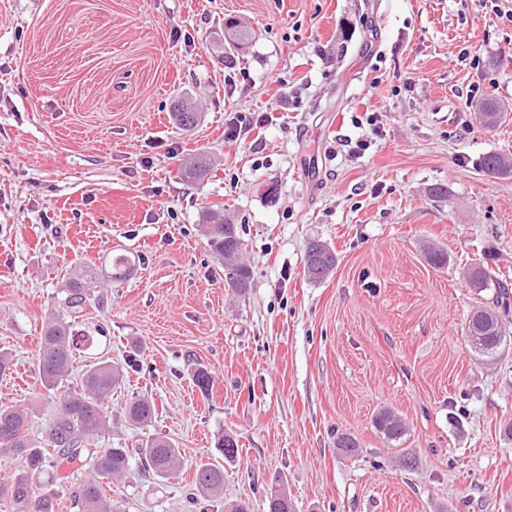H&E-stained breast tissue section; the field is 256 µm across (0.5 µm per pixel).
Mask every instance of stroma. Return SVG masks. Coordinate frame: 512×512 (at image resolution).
<instances>
[{
	"label": "stroma",
	"instance_id": "stroma-1",
	"mask_svg": "<svg viewBox=\"0 0 512 512\" xmlns=\"http://www.w3.org/2000/svg\"><path fill=\"white\" fill-rule=\"evenodd\" d=\"M230 21L254 31L245 48L225 44ZM474 85L503 109L495 129L466 99ZM178 103L200 112L193 130L172 123ZM254 112L272 123L228 140ZM370 112L383 132L350 157ZM503 151L512 21L482 0H0V403L33 405L41 434L55 415L44 316L76 263L124 253L127 279L91 291L78 327L94 341L71 378L137 354L95 445L163 436L185 461L162 479L131 458L106 487L124 512H190L200 463L224 466L206 512H267L276 486L294 512H512V338L488 358L464 336L486 300L467 267L489 254L512 278V178L480 168ZM196 154L211 167L191 185L178 168ZM215 205L244 242L243 298L201 232ZM313 239L338 259L320 283L303 273ZM137 398L152 423L126 418ZM384 408L406 420L401 442L376 430Z\"/></svg>",
	"mask_w": 512,
	"mask_h": 512
}]
</instances>
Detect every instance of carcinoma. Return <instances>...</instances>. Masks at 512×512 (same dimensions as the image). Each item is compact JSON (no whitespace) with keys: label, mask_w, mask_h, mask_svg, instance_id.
I'll use <instances>...</instances> for the list:
<instances>
[{"label":"carcinoma","mask_w":512,"mask_h":512,"mask_svg":"<svg viewBox=\"0 0 512 512\" xmlns=\"http://www.w3.org/2000/svg\"><path fill=\"white\" fill-rule=\"evenodd\" d=\"M225 42L235 49L241 48L255 37L246 30L227 28ZM485 127L492 129L502 119L499 105L487 101L482 105ZM174 123L183 130L194 127L200 115L176 109L171 113ZM481 169L497 178L512 177V154L493 152L480 160ZM188 180L201 181L209 173V164L204 157L189 159L181 169ZM203 236L212 254L227 261L235 275L227 279V285L237 295L244 297L252 284L249 267L240 261L243 240L237 225L220 209H209L203 219ZM491 253L485 261L469 267L465 277L470 287L478 293L489 288L495 292L488 298L489 305L475 310L465 329L470 347L483 356H493L506 339L504 320L512 315V294L507 282L498 278L490 267ZM336 267V253L322 242L308 245L305 258V273L313 282L328 277ZM131 271V262L125 256H116L106 277L118 282ZM100 279L99 269L89 264H78L66 283L61 310L52 311L42 324L37 352L38 372L41 386L57 399L59 408L56 418L37 439L30 431V407L22 405H0V460L18 458L26 468L0 478V500L12 501L18 512H63V500L53 484H64L66 476L61 470L74 465L86 466L89 475L73 488L71 499L78 512H119L112 497L105 493L103 480L123 479L129 468L131 454L127 448H94V437L110 427L109 415L112 391L124 380L125 366L110 360H94L86 365L80 382L71 380L76 351L88 336L74 330L76 319L82 317L91 301V288ZM134 422L147 423L155 413L147 399L131 401L126 410ZM378 432L389 442H398L407 430L402 419L391 410L381 411L375 419ZM135 454L146 471L162 478H176L181 472L180 449L165 437H155L135 448ZM51 470L53 480L40 484L45 470ZM194 490L202 498H216L224 494V467L220 464H204L196 468ZM268 512H292V504L286 493L272 490L267 496Z\"/></svg>","instance_id":"1"}]
</instances>
